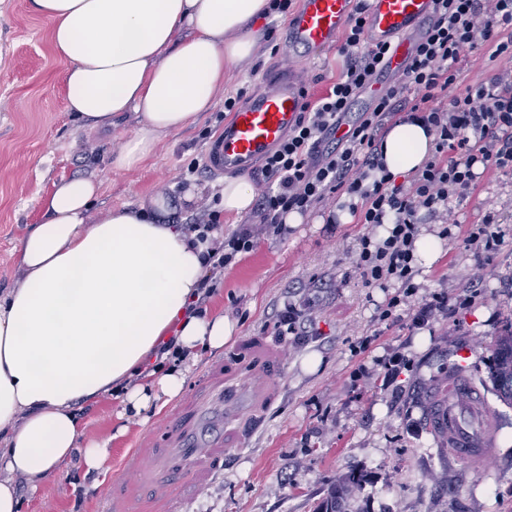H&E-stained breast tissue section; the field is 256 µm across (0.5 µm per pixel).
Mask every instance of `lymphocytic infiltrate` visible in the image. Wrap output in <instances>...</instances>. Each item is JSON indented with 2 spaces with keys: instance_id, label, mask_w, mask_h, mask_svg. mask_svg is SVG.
Returning <instances> with one entry per match:
<instances>
[{
  "instance_id": "f902f5d3",
  "label": "lymphocytic infiltrate",
  "mask_w": 512,
  "mask_h": 512,
  "mask_svg": "<svg viewBox=\"0 0 512 512\" xmlns=\"http://www.w3.org/2000/svg\"><path fill=\"white\" fill-rule=\"evenodd\" d=\"M366 0H356L340 53L346 67L324 94L306 101L288 137L269 154L256 179L254 223L225 233L218 211L202 212L187 226L205 244L207 275L194 304L202 309L236 255L263 236L285 231L290 212L314 210L338 223L340 213L367 225L358 239L356 268L365 285L398 284L381 311L391 318L410 305L415 242L425 218L454 223V199L471 193L479 173H512V0H433V17L401 76L378 82L388 47L365 39ZM481 46L503 67L479 85L457 91L461 54ZM376 95L366 112L349 120L348 110L367 89ZM400 120L417 121L434 136V152L404 180L387 171L380 140ZM346 126L336 137L338 126ZM386 235H378V227Z\"/></svg>"
}]
</instances>
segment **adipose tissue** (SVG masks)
Listing matches in <instances>:
<instances>
[{"instance_id":"adipose-tissue-1","label":"adipose tissue","mask_w":512,"mask_h":512,"mask_svg":"<svg viewBox=\"0 0 512 512\" xmlns=\"http://www.w3.org/2000/svg\"><path fill=\"white\" fill-rule=\"evenodd\" d=\"M63 62L66 107L93 127L134 113L137 130L111 154L116 172L147 162L162 136L195 123L229 65L251 62L270 0H33ZM432 134L398 123L384 135L387 170L431 157ZM89 178L56 183L40 224L16 248V287L0 293V512H19L17 480L38 492L74 451L101 470L104 441L84 440L78 402L123 393L148 411L184 387L189 357L220 351L235 330L223 315L189 313L206 274L204 245L168 223L164 196L91 215ZM186 359L150 370L162 342Z\"/></svg>"}]
</instances>
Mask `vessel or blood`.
Wrapping results in <instances>:
<instances>
[{
    "mask_svg": "<svg viewBox=\"0 0 512 512\" xmlns=\"http://www.w3.org/2000/svg\"><path fill=\"white\" fill-rule=\"evenodd\" d=\"M365 36L389 45L391 66L400 68L433 12L432 0H369ZM354 0H296L286 27L287 71L266 80L261 91L242 102L224 124L208 163L224 174L253 168L295 124L305 102L304 65L334 45L353 10ZM252 378L234 386L213 371L194 395L165 418L167 443L145 436L132 452L129 475L112 484V512H174L182 488L223 471L224 456L246 441L243 431L225 433L227 410L258 414L275 399L274 381L282 370L278 353L266 342L253 347ZM470 349H460L429 410V427L441 453L483 473L496 454L494 419L472 379Z\"/></svg>",
    "mask_w": 512,
    "mask_h": 512,
    "instance_id": "b4317fda",
    "label": "vessel or blood"
}]
</instances>
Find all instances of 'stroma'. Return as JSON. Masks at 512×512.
Listing matches in <instances>:
<instances>
[{"label":"stroma","instance_id":"obj_1","mask_svg":"<svg viewBox=\"0 0 512 512\" xmlns=\"http://www.w3.org/2000/svg\"><path fill=\"white\" fill-rule=\"evenodd\" d=\"M287 14L261 25L262 37L249 69H231L222 96L190 127L162 136L153 156L128 172L108 157L130 138L134 115L115 121L111 132L89 130L64 105L62 62L51 44L49 24L31 0H0V292L18 279L14 249L40 223V196L61 179L86 176L100 186L95 210L137 204L156 194L178 199L198 187L194 201L176 209L174 223L215 208L224 184L204 164L224 125L217 116L226 97L254 94L260 80L281 69L274 45L286 40ZM345 63L330 47L308 63L306 87L317 97ZM195 173H188L189 165ZM459 232L493 216L503 235L494 252L475 256L459 246L441 250L430 266H418L417 302L446 291L449 301L469 298L452 316L435 315L416 327L400 307L389 320L379 313L395 286H364L354 263L364 225L351 221L327 229L321 211L277 237L258 239L224 271L209 311L237 322L224 346L225 363L245 365L247 343L259 337L278 348L283 373L278 398L253 427L246 445L231 450L222 474L183 500V512H314L339 484L362 478L346 512H512V406L497 398L488 374L492 343L512 324V174H484L468 197L454 201ZM316 279L327 288H313ZM310 299L319 334L303 344L279 335L276 314L285 302ZM473 352L475 379L497 424L498 448L488 474H478L442 455L425 418L436 382L462 347ZM319 357L309 367L311 357ZM411 368L387 384L384 365L394 357ZM117 397L78 405L86 439L108 441L103 471L85 472L71 461L58 480L30 494L19 484L21 512H98L114 478L129 465L140 434L163 418H118Z\"/></svg>","mask_w":512,"mask_h":512}]
</instances>
